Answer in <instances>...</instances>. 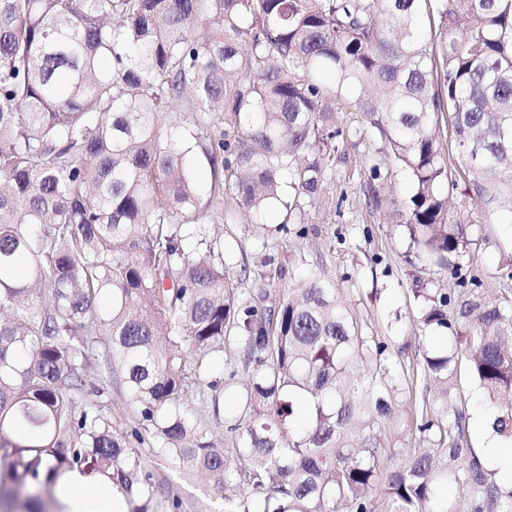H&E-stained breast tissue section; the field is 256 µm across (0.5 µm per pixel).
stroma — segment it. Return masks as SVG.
I'll list each match as a JSON object with an SVG mask.
<instances>
[{
  "instance_id": "obj_1",
  "label": "stroma",
  "mask_w": 512,
  "mask_h": 512,
  "mask_svg": "<svg viewBox=\"0 0 512 512\" xmlns=\"http://www.w3.org/2000/svg\"><path fill=\"white\" fill-rule=\"evenodd\" d=\"M331 124L342 130L336 160L320 191L316 208L308 210V235L283 234L277 227L285 211L274 205L258 219L244 214L211 213L209 235L223 242L231 254L227 274L243 295H264V308L275 307L289 288L295 287L307 270H321L336 285L340 299L369 330L399 352L409 371L421 369L425 350L443 346L447 331L421 335L417 313L409 302L416 281L433 288L451 290L452 306L463 297L454 292L451 270L428 262L413 248L400 215L410 191V177L398 165L377 186L369 184V168L383 162V144L368 129L362 113L336 110ZM448 216L462 225L469 241L467 251L475 262L472 274L483 279L491 299L512 301V282L494 279L499 258L512 250V221L505 214L484 207L457 187L448 196ZM224 367L216 365L188 378L183 403L210 430L214 440L230 441L235 432L232 416L237 400L224 393L221 417H214L211 387L223 384ZM454 407L466 417V440L475 456H482V435L489 431L492 408L482 390L467 374H460L452 392ZM160 492L151 503L152 512H224V489L207 476H188L179 469L160 467ZM180 510H172L173 501Z\"/></svg>"
}]
</instances>
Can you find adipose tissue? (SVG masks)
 <instances>
[{
    "label": "adipose tissue",
    "instance_id": "obj_1",
    "mask_svg": "<svg viewBox=\"0 0 512 512\" xmlns=\"http://www.w3.org/2000/svg\"><path fill=\"white\" fill-rule=\"evenodd\" d=\"M58 496L66 512H127L124 495L105 476L69 473L60 481Z\"/></svg>",
    "mask_w": 512,
    "mask_h": 512
}]
</instances>
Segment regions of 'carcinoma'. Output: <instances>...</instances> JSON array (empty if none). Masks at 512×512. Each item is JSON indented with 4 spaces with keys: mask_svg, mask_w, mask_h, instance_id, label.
<instances>
[{
    "mask_svg": "<svg viewBox=\"0 0 512 512\" xmlns=\"http://www.w3.org/2000/svg\"><path fill=\"white\" fill-rule=\"evenodd\" d=\"M428 2L0 0V505L50 508L78 470L150 512L149 435L160 464L240 491L224 512H512V486L482 469L449 404L462 365L512 440V302L488 300L475 276L451 311L448 293L413 289L421 330L457 329L451 349L424 353L417 446L391 466L375 428L398 421L389 398L409 375L388 344L316 272L268 310L239 294L184 165L193 141L211 195L258 213L288 191L295 223L339 151L327 121L346 104L409 173L412 243L462 257L445 196L457 179L512 212V0H435L434 46ZM178 101L191 106L180 120ZM236 348L224 383L247 375L246 427L223 449L182 396L189 371ZM94 354L106 371L91 392L122 378L130 433L84 398ZM450 481L464 498L440 494Z\"/></svg>",
    "mask_w": 512,
    "mask_h": 512,
    "instance_id": "obj_1",
    "label": "carcinoma"
}]
</instances>
